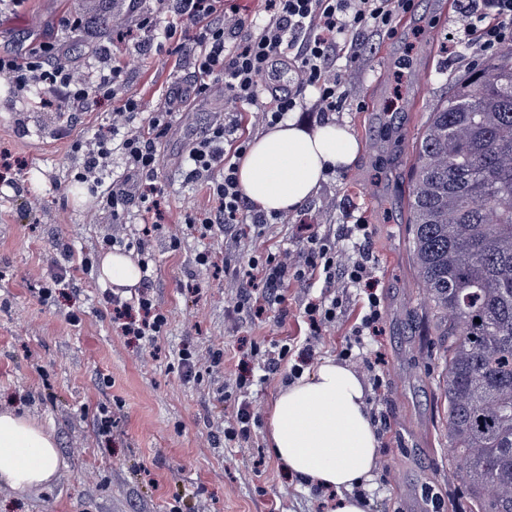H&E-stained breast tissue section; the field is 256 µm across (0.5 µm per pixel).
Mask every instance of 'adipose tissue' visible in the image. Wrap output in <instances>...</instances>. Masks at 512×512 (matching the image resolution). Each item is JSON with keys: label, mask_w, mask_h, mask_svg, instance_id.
<instances>
[{"label": "adipose tissue", "mask_w": 512, "mask_h": 512, "mask_svg": "<svg viewBox=\"0 0 512 512\" xmlns=\"http://www.w3.org/2000/svg\"><path fill=\"white\" fill-rule=\"evenodd\" d=\"M361 149L348 130L329 121L306 129L278 123L252 140L237 170L246 200L266 214L288 212L313 196L325 173L350 166ZM98 276L132 288L140 267L126 254H105ZM369 389L349 365L324 360L311 375L283 387L266 425V439L288 475L336 490V512H366L356 486L372 479L378 440L368 414ZM61 464L53 436L29 417L0 409V486L25 492L51 483Z\"/></svg>", "instance_id": "ef3b65f1"}]
</instances>
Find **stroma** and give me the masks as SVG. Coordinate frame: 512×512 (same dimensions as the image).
<instances>
[{
	"label": "stroma",
	"mask_w": 512,
	"mask_h": 512,
	"mask_svg": "<svg viewBox=\"0 0 512 512\" xmlns=\"http://www.w3.org/2000/svg\"><path fill=\"white\" fill-rule=\"evenodd\" d=\"M82 0H24L0 15V49L63 39L76 62L88 50L62 30L64 15ZM451 0H415L396 37L365 38L362 59L346 74L351 93L331 119L348 127L362 150L346 170L327 175L302 203L313 228L296 212L266 225L271 248L302 250L308 232L324 235L364 219L375 258V288L382 311L378 346L383 361L363 377L380 382L372 411L386 412L390 429L378 439V464L365 483L367 512H468L449 474L445 419L437 390L441 361L424 308L406 224V194L413 145L430 106L468 71L441 46L454 31ZM127 93L154 107L168 87H191L189 63H177L174 45L145 48L141 62L124 67ZM113 102L94 104L80 119L42 111L38 102L16 106L0 98V146L19 158L18 192L0 194V409L11 408L43 425L55 438L62 463L49 485L26 493L0 486V512H335L336 500L287 477L268 448L263 422L249 441L227 447L224 429L235 418L225 388L240 372L250 378L247 396L268 413L288 382L297 354L280 369L263 371L260 351L287 345L298 335L304 300L327 292L324 281H293L262 317L236 313L233 268L246 264L251 225L232 244L220 232L201 234L184 223L192 207L211 206L206 189L188 183L176 164L186 138L223 111L220 91L199 96L178 113L158 144L165 221L150 241L154 298L168 316L155 342L123 335L104 303L97 269L75 267L52 303L40 290L50 279L51 258L74 260L104 254L102 235L111 217L75 182L71 144L103 124ZM215 264L196 265L199 252ZM365 293L349 290L334 326L318 339L319 358H338L362 311ZM79 322H71V314ZM190 349L201 360L222 354L223 366L185 381L178 355ZM112 417L109 434L97 426L99 406Z\"/></svg>",
	"instance_id": "35a3bbf8"
}]
</instances>
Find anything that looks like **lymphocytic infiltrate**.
Returning a JSON list of instances; mask_svg holds the SVG:
<instances>
[{
    "instance_id": "lymphocytic-infiltrate-1",
    "label": "lymphocytic infiltrate",
    "mask_w": 512,
    "mask_h": 512,
    "mask_svg": "<svg viewBox=\"0 0 512 512\" xmlns=\"http://www.w3.org/2000/svg\"><path fill=\"white\" fill-rule=\"evenodd\" d=\"M263 18L244 22L224 11V0H165L172 21L157 28L144 0H119L120 10L112 25L122 31L172 41L188 55L197 77L192 89L168 88L162 104L145 110L140 98L121 97L106 130L73 143L74 179L98 195L112 217L105 246L126 244L140 255L149 253L150 225L163 218L162 191L157 184V143L171 129L173 106L188 94L209 92L212 82L224 84L227 109L215 113L202 135L196 137L182 161L186 181L206 188L216 208L204 213L186 212L185 221L205 227L222 225L225 236L238 235V226L253 224L251 256L242 274V290L236 294L237 310L263 315L266 306L248 292L254 283L268 290L286 280L310 275L340 288H362L374 278L375 261L369 247L365 222L343 225L337 237L309 235L303 253L290 249L270 253L262 230L269 222L261 211L248 209L237 182L236 160L247 151L236 105L255 107L259 124L270 126L290 115L314 128L332 112L341 111L347 96L344 65L356 63L363 54V38L378 33L392 38L398 22L413 7V0H265ZM457 18L449 56L459 59L464 45L474 46L489 59L512 45V0H454ZM63 24L84 30L97 67L76 65L63 42H42L0 54V87L14 101L39 96L42 108L78 114L93 104L118 96L122 69L109 65L107 47L95 34L94 22L84 15L68 14ZM288 74L292 89L280 91L272 81ZM313 89L305 97L304 89ZM141 216L142 226L129 222L130 212ZM104 299L112 320L124 335L154 339L167 325L166 313L156 304L151 277L130 293L111 291ZM343 298L328 295L303 307L310 334L302 344L300 362L291 370L300 377L316 358L315 337L335 323Z\"/></svg>"
}]
</instances>
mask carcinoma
I'll list each match as a JSON object with an SVG mask.
<instances>
[{
    "instance_id": "1",
    "label": "carcinoma",
    "mask_w": 512,
    "mask_h": 512,
    "mask_svg": "<svg viewBox=\"0 0 512 512\" xmlns=\"http://www.w3.org/2000/svg\"><path fill=\"white\" fill-rule=\"evenodd\" d=\"M407 223L443 364L452 473L469 512H512V48L429 112Z\"/></svg>"
}]
</instances>
